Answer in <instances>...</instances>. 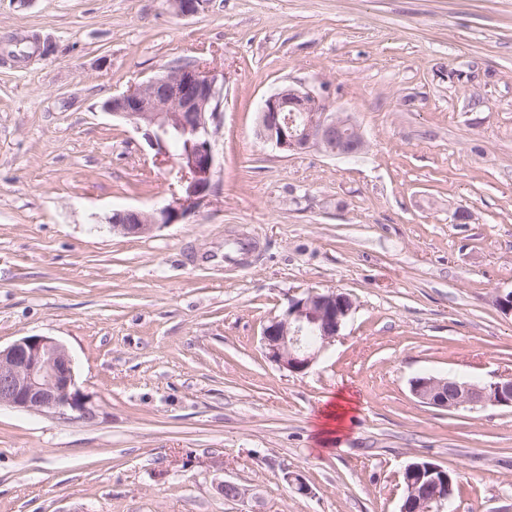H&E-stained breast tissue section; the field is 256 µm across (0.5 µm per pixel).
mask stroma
<instances>
[{
	"instance_id": "1",
	"label": "stroma",
	"mask_w": 512,
	"mask_h": 512,
	"mask_svg": "<svg viewBox=\"0 0 512 512\" xmlns=\"http://www.w3.org/2000/svg\"><path fill=\"white\" fill-rule=\"evenodd\" d=\"M28 36L49 54L0 62V345L64 344L96 416L0 407V512H399L418 459L459 473L448 512L512 507V408L410 391L512 375V0H0V52ZM193 60L225 77L211 201L114 233L178 186L103 105ZM290 83L364 150L263 143ZM311 290L355 308L292 373L262 331Z\"/></svg>"
}]
</instances>
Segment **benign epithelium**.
<instances>
[{"label":"benign epithelium","mask_w":512,"mask_h":512,"mask_svg":"<svg viewBox=\"0 0 512 512\" xmlns=\"http://www.w3.org/2000/svg\"><path fill=\"white\" fill-rule=\"evenodd\" d=\"M206 0H167L178 16L199 12ZM224 102V74L196 62L155 75L107 101L105 110L132 121L166 164L178 172L180 193L171 203L151 211L127 209L113 213L112 230L141 236L159 224L179 218L209 201L216 169L215 134ZM259 136L286 152L316 146L333 156L357 154L365 140L347 116L330 113L324 101L304 84L288 85L269 95L260 108ZM185 142L173 156L168 143ZM353 299L346 293L311 291L288 300L283 313L264 327L267 357L282 368L301 373L339 335L352 314ZM316 334L308 342L307 332ZM411 393L420 403L447 410L476 406L512 408V375L472 384L455 378L417 377ZM33 412L69 414L90 419L93 410L75 384L73 360L63 344L49 336L29 335L0 348V407ZM408 497L399 512H444L447 497L437 493L443 468L428 463L404 469Z\"/></svg>","instance_id":"7a95c632"}]
</instances>
